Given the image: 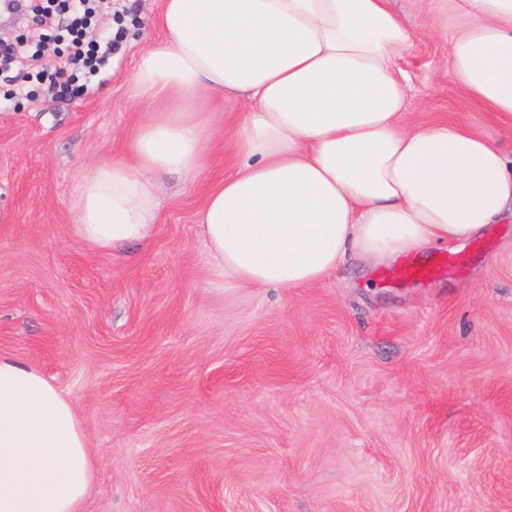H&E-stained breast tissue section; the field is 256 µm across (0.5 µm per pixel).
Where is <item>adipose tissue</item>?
<instances>
[{"mask_svg": "<svg viewBox=\"0 0 512 512\" xmlns=\"http://www.w3.org/2000/svg\"><path fill=\"white\" fill-rule=\"evenodd\" d=\"M450 80L512 121V0H450ZM134 82L132 160L92 167L73 229L110 253L147 242L158 180L198 172L208 95L241 107L235 172L200 223L212 264L246 287L300 288L349 260L380 265L512 220V153L468 113L409 126L396 68L413 33L388 0H160ZM99 460L75 404L0 355V512H83Z\"/></svg>", "mask_w": 512, "mask_h": 512, "instance_id": "ef3b65f1", "label": "adipose tissue"}]
</instances>
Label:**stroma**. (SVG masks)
I'll use <instances>...</instances> for the list:
<instances>
[{
  "label": "stroma",
  "mask_w": 512,
  "mask_h": 512,
  "mask_svg": "<svg viewBox=\"0 0 512 512\" xmlns=\"http://www.w3.org/2000/svg\"><path fill=\"white\" fill-rule=\"evenodd\" d=\"M415 34L397 60L409 124L465 107L444 60L456 17L390 0ZM129 0L106 80L15 94L0 77V354L76 403L99 469L84 512H512V221L302 288L214 270L197 213L235 169L238 104L163 178L151 239L120 253L70 229L82 173L130 160L133 73L161 38ZM457 255L453 273L403 265Z\"/></svg>",
  "instance_id": "35a3bbf8"
}]
</instances>
